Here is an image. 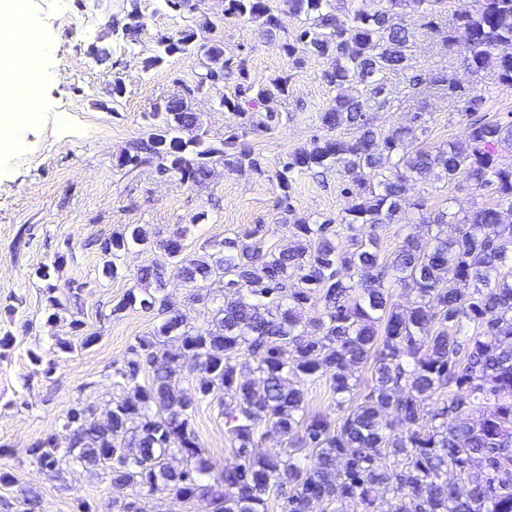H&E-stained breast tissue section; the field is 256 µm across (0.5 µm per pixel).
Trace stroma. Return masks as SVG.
<instances>
[{
	"mask_svg": "<svg viewBox=\"0 0 512 512\" xmlns=\"http://www.w3.org/2000/svg\"><path fill=\"white\" fill-rule=\"evenodd\" d=\"M134 5L147 26L129 39L113 31L112 21ZM22 8L25 29L51 51L41 60L36 118L22 121L20 142L0 149V337L12 338L10 347L0 349V468L40 489L45 512H78L82 502L92 512H115L108 483L79 469L59 472L39 466L25 454L32 441L58 431L73 404L101 412L121 396L113 371L130 358L137 337L149 335L156 324L153 313L130 309L116 315L112 306L135 287L138 268L168 264L167 254L154 246L132 248L119 260L117 276L107 278L97 243L128 224L165 236L181 225L188 229L186 244L193 251L204 241L262 224L269 229L268 244L285 247L295 240V222L328 218L336 221L337 239L347 241V227L337 221L350 202L341 173L293 175L287 212L279 205L275 177L288 152L311 147L325 134L319 116L333 97L322 79L328 62L317 56L293 60L281 40L264 39L256 23L225 20L218 29L225 53L247 57L251 80L287 75L289 94L256 107L257 118L271 120L269 131L252 140L266 159L265 171L240 174L220 165L205 186L197 187L148 169L128 172L118 158L131 140L149 136L154 105L173 96H186L209 138H223L226 130L238 126L239 117L222 105L224 97L233 96L234 81L199 86L197 54H177L159 67H143L160 36L197 27L198 15L173 10L166 0H22ZM89 8L96 17L92 29L70 30V14ZM406 20L415 32L411 73L452 69L463 84L487 91L490 111L503 116L512 112V93L495 88L491 74L468 70L460 56L448 51L441 34L423 29L416 13ZM117 82L123 92L116 97L112 88ZM387 87L393 100L374 112L377 127L406 125L419 114L428 127V144L461 136L463 125L447 95L437 93L421 102L400 75L388 76ZM423 103L428 106L424 113L419 110ZM408 197L421 203L426 214L447 207L466 209L474 200L467 187L441 177L413 184ZM66 244L73 257L59 277L73 292L54 310L35 272ZM166 292L190 326L199 331L210 327L219 290L193 302L173 277ZM52 313L57 316L53 324L48 321ZM75 319L83 322V329H72ZM88 334L94 340L82 346ZM61 340L76 343L77 351L60 353ZM35 354L54 360L51 374L32 363ZM194 428L214 466L231 460L216 410L200 407Z\"/></svg>",
	"mask_w": 512,
	"mask_h": 512,
	"instance_id": "1",
	"label": "stroma"
}]
</instances>
